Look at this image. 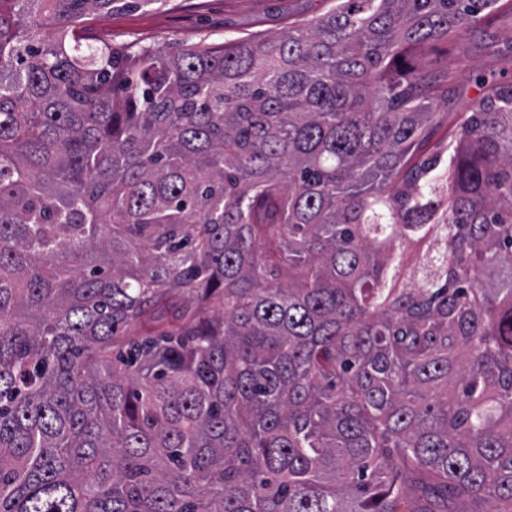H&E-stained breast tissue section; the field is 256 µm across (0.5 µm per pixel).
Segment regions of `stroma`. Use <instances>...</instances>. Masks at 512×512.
I'll list each match as a JSON object with an SVG mask.
<instances>
[{
  "instance_id": "35a3bbf8",
  "label": "stroma",
  "mask_w": 512,
  "mask_h": 512,
  "mask_svg": "<svg viewBox=\"0 0 512 512\" xmlns=\"http://www.w3.org/2000/svg\"><path fill=\"white\" fill-rule=\"evenodd\" d=\"M331 6V0H116L111 12L87 17L84 35L96 45L176 50L202 40L280 33L290 22L314 20ZM423 60L448 76L449 113L440 116L432 130L425 148L430 154L451 141L458 114L477 98V75L512 76V7L492 13L486 29L433 45Z\"/></svg>"
}]
</instances>
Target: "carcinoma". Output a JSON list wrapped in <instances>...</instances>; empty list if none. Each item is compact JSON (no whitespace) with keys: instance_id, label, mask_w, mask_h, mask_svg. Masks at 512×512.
<instances>
[{"instance_id":"cac0c4a2","label":"carcinoma","mask_w":512,"mask_h":512,"mask_svg":"<svg viewBox=\"0 0 512 512\" xmlns=\"http://www.w3.org/2000/svg\"><path fill=\"white\" fill-rule=\"evenodd\" d=\"M115 2L0 0V512H512V80L407 168L410 52L500 0L83 44Z\"/></svg>"}]
</instances>
